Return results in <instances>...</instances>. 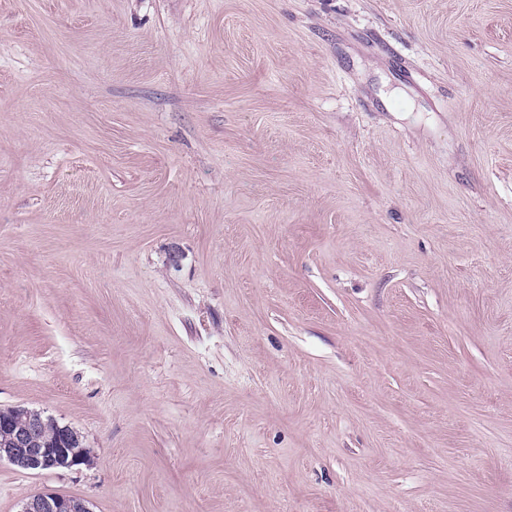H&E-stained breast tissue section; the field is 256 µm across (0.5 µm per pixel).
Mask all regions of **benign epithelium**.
Returning a JSON list of instances; mask_svg holds the SVG:
<instances>
[{"instance_id":"1","label":"benign epithelium","mask_w":512,"mask_h":512,"mask_svg":"<svg viewBox=\"0 0 512 512\" xmlns=\"http://www.w3.org/2000/svg\"><path fill=\"white\" fill-rule=\"evenodd\" d=\"M17 412L0 410V434L7 441L0 443V460L32 471L71 469L87 460L80 437L70 427L59 428L52 444L40 440L42 415L25 412V421H16ZM21 512H91L80 499L44 490L28 497Z\"/></svg>"}]
</instances>
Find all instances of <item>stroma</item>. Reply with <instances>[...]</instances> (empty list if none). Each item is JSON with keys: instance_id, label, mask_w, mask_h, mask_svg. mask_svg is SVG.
Here are the masks:
<instances>
[{"instance_id": "obj_1", "label": "stroma", "mask_w": 512, "mask_h": 512, "mask_svg": "<svg viewBox=\"0 0 512 512\" xmlns=\"http://www.w3.org/2000/svg\"><path fill=\"white\" fill-rule=\"evenodd\" d=\"M11 407L0 512H512V0H0ZM24 413L25 421L19 423L16 421L17 411L0 410V434L7 437V441L0 443L1 461L7 460L32 471H54L72 469L87 460L88 455L82 452L85 446L70 427L60 425L57 436L58 424L54 421L43 424L40 413ZM42 424V441L52 444L40 440ZM20 512H91L83 500L44 490L28 497Z\"/></svg>"}]
</instances>
